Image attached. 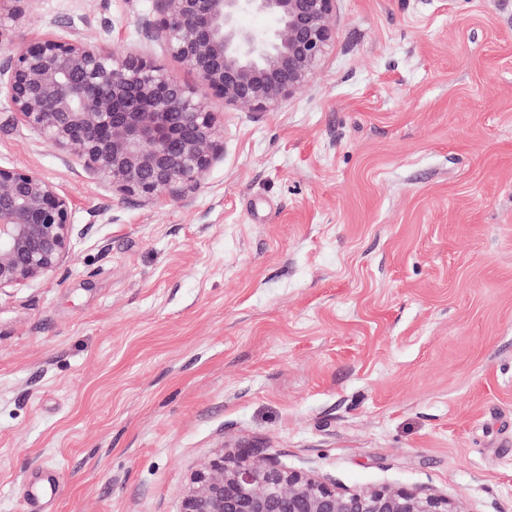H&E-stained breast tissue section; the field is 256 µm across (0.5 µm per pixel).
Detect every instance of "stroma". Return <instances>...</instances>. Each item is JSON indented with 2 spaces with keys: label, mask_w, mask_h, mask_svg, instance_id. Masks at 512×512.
Wrapping results in <instances>:
<instances>
[{
  "label": "stroma",
  "mask_w": 512,
  "mask_h": 512,
  "mask_svg": "<svg viewBox=\"0 0 512 512\" xmlns=\"http://www.w3.org/2000/svg\"><path fill=\"white\" fill-rule=\"evenodd\" d=\"M152 9L33 0L9 38L78 30L195 82ZM334 24L278 110L214 100L224 158L180 202L88 178L0 93V166L87 230L0 291V512H180L237 449L512 512V0H336Z\"/></svg>",
  "instance_id": "obj_1"
}]
</instances>
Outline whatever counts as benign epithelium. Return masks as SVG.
<instances>
[{
  "mask_svg": "<svg viewBox=\"0 0 512 512\" xmlns=\"http://www.w3.org/2000/svg\"><path fill=\"white\" fill-rule=\"evenodd\" d=\"M27 0H0V90L12 120L38 130L92 178L147 204L183 200L224 157L211 99L272 112L309 81L336 38L335 0H154L141 29L197 76L183 83L146 56L81 32L5 41ZM271 24L248 28L241 17ZM70 197L39 172L0 166V291L52 276L74 237ZM181 512H460L407 489L345 494L243 452L193 478Z\"/></svg>",
  "mask_w": 512,
  "mask_h": 512,
  "instance_id": "obj_1",
  "label": "benign epithelium"
}]
</instances>
